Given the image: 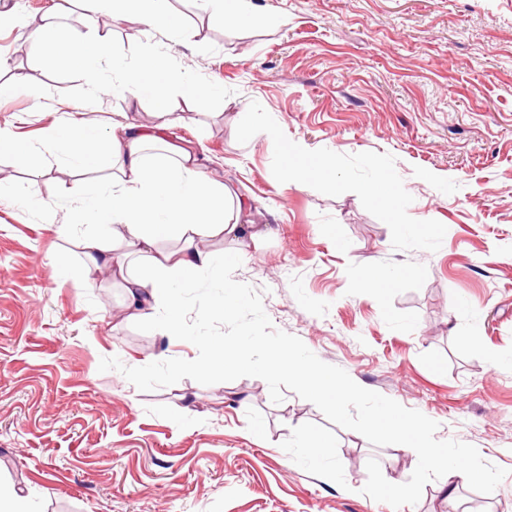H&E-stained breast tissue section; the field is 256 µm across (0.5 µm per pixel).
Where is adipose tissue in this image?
Wrapping results in <instances>:
<instances>
[{
	"instance_id": "ef3b65f1",
	"label": "adipose tissue",
	"mask_w": 512,
	"mask_h": 512,
	"mask_svg": "<svg viewBox=\"0 0 512 512\" xmlns=\"http://www.w3.org/2000/svg\"><path fill=\"white\" fill-rule=\"evenodd\" d=\"M94 24L90 37L75 39L47 12L29 32V39L87 78V97H139L150 92L165 106L169 90L190 98L199 84L189 68L176 65L167 50L143 46L131 62L116 60L107 29L114 15L135 14L147 26L175 32L181 18L170 0H81ZM45 147L65 154L73 171L110 169L112 176L82 182L69 202L73 223L111 225V235L88 233L79 240L85 275L106 271L122 278L128 308L134 316L160 311L163 327L179 330V301L172 285H193L201 277L221 276L223 258L203 247L206 236L254 238L261 230L242 198L227 205L224 184L212 178L194 148L170 140L166 123L144 124L113 119L110 130L83 120L48 134ZM177 236L176 249L160 248Z\"/></svg>"
}]
</instances>
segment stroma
Segmentation results:
<instances>
[{"label": "stroma", "instance_id": "obj_1", "mask_svg": "<svg viewBox=\"0 0 512 512\" xmlns=\"http://www.w3.org/2000/svg\"><path fill=\"white\" fill-rule=\"evenodd\" d=\"M57 3L9 0L20 22L0 26V82L24 80L0 97V126L28 146L0 153V485L33 512H468L472 489L447 498L444 477L397 511L364 495L369 459L403 483L416 457L292 391L273 403L262 379L142 392L99 372L104 357L138 367L197 349L131 318L110 274L84 279L87 225L59 230L76 178L37 152L46 133L81 112L104 126L116 112L158 116L147 96L88 102L84 79L28 41ZM256 3L230 23L171 0L178 36L131 16L109 28L117 57L151 43L193 69L203 92L171 94L172 133L267 227L206 246L241 253L233 278L262 293L276 329L507 469L480 512H512V0ZM214 84L222 95L207 94ZM292 145L306 166L330 157L335 175L288 174ZM382 176L390 209L371 196ZM369 269L389 286L364 287ZM308 436L325 439L322 456Z\"/></svg>", "mask_w": 512, "mask_h": 512}]
</instances>
